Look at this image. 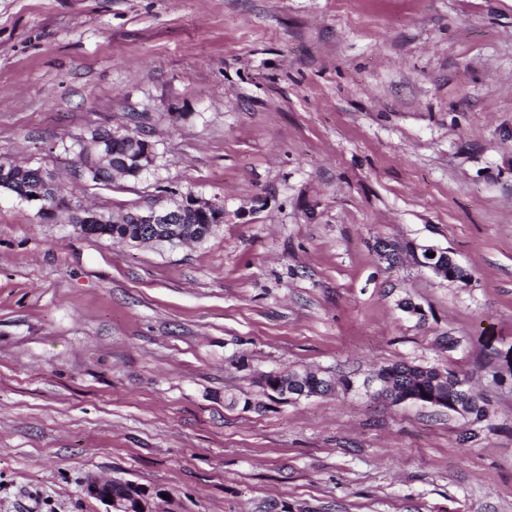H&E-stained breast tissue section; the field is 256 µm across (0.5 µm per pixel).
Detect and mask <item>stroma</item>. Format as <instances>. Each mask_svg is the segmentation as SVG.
<instances>
[{
	"mask_svg": "<svg viewBox=\"0 0 512 512\" xmlns=\"http://www.w3.org/2000/svg\"><path fill=\"white\" fill-rule=\"evenodd\" d=\"M115 129L154 163L92 181ZM0 161L65 206L0 192V512H105L92 476L161 512H512V0H0ZM190 193L224 219L189 246L68 222ZM397 361L486 418L375 400ZM292 370L336 389L258 383ZM410 250L415 254L417 259L420 261V266L424 269L430 271L438 278H444L448 276L449 282H455V280H461L464 278H469L470 274L463 268L459 269L457 267H454L451 271L453 272L450 276L448 275V267L447 269L441 266L440 264H436V260L438 262L442 261V257H439L440 255H447L448 251L439 249L433 245H414L410 248ZM427 253H435L434 257H428ZM281 381H288V397L325 396L335 390V384L330 379L319 377L311 371H305L302 375L295 372H290L288 375L269 373L264 378V389L282 398L284 392L278 390ZM124 487L126 494L117 496L112 493V486ZM84 493L107 506L105 512H159L156 497L142 485L123 478L99 479L90 477L84 485ZM112 499V503L105 502Z\"/></svg>",
	"mask_w": 512,
	"mask_h": 512,
	"instance_id": "1",
	"label": "stroma"
}]
</instances>
